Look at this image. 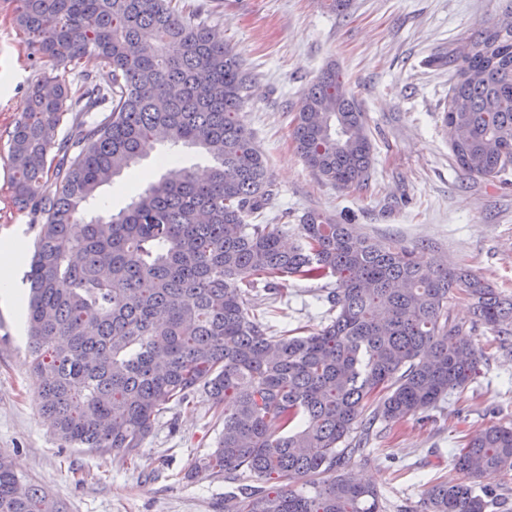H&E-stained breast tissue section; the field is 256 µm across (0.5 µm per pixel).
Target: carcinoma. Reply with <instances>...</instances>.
I'll use <instances>...</instances> for the list:
<instances>
[{
	"label": "carcinoma",
	"instance_id": "1",
	"mask_svg": "<svg viewBox=\"0 0 512 512\" xmlns=\"http://www.w3.org/2000/svg\"><path fill=\"white\" fill-rule=\"evenodd\" d=\"M13 20L44 71L9 133L13 202L37 226L26 279L31 371L40 413L64 448L125 461L165 405L207 393L224 430L188 464L224 474L240 495L224 512H383L357 481V429L400 422L464 390L479 350L448 318L512 336V300L444 257L422 263L393 242L309 212L300 243L257 224L272 196L265 159L239 118L252 78L224 38L177 0H14ZM432 56L452 84L443 122L455 164L494 181L512 167V9ZM93 55L108 69L76 92L61 71ZM104 112L58 141L69 103ZM292 137L305 164L341 190L372 175L373 144L355 94L333 67L305 91ZM211 157L204 179L169 169L116 213L90 214L99 189L157 147ZM55 189H45L48 176ZM332 279L328 324L275 336L250 307L259 283ZM371 418L363 421L366 411ZM464 475L424 490L427 512H487V481L512 470V426L491 424L453 450ZM486 481L476 487L475 481ZM0 512H62L0 453Z\"/></svg>",
	"mask_w": 512,
	"mask_h": 512
}]
</instances>
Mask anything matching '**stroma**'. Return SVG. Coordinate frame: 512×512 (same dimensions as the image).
I'll list each match as a JSON object with an SVG mask.
<instances>
[{
    "label": "stroma",
    "instance_id": "35a3bbf8",
    "mask_svg": "<svg viewBox=\"0 0 512 512\" xmlns=\"http://www.w3.org/2000/svg\"><path fill=\"white\" fill-rule=\"evenodd\" d=\"M233 47L254 78L240 119L264 153L275 197L265 223L288 227L294 242L310 211L351 225L362 236L415 250L422 259L447 256L512 298V172L499 181L471 179L455 164L442 123L447 70L428 59L466 42L512 0H351L336 13L330 0H189ZM12 0H0V236L19 237L24 279L35 231L12 204L8 133L42 66L13 23ZM355 93L374 144L368 188L340 191L319 179L291 136L304 90L327 63ZM161 174L154 157L103 187L98 210L117 211L134 188ZM282 298L264 287L252 295L275 332L304 336L328 319L330 280L284 278ZM482 354L479 373L463 392L399 423L379 422L367 448L373 461L353 459L361 479L378 486L385 512H422L428 482H456L448 451L492 423L512 425V338L472 322L470 301L448 304ZM224 427L209 396L167 404L145 439L137 466L111 455L60 448L40 415L30 371L28 336L14 312L0 307V451L18 475L44 488L65 512H224L233 483L217 474L186 477L183 468L214 448Z\"/></svg>",
    "mask_w": 512,
    "mask_h": 512
}]
</instances>
